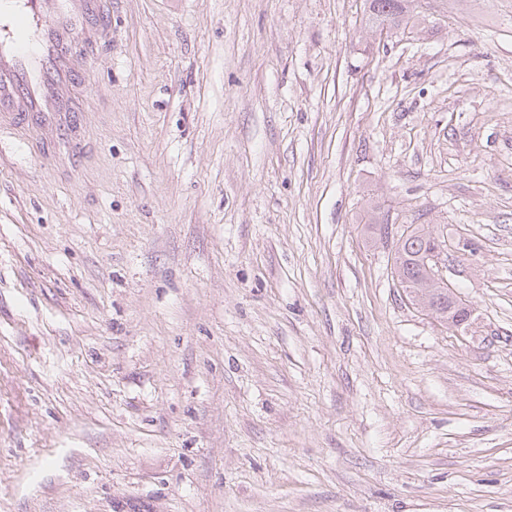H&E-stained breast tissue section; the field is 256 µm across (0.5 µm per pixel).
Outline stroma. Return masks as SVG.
<instances>
[{
    "label": "stroma",
    "instance_id": "1",
    "mask_svg": "<svg viewBox=\"0 0 512 512\" xmlns=\"http://www.w3.org/2000/svg\"><path fill=\"white\" fill-rule=\"evenodd\" d=\"M365 8L111 0L0 127V512H512V0ZM414 0H366V21L371 27H399L418 5ZM407 227L397 240L394 252L393 273L400 286L421 308L434 314L436 318L448 323L459 317L467 316L460 299L451 300V287L439 288L432 273L433 263L427 261L428 254L436 248L439 237L423 232L418 227ZM440 241V240H439ZM441 243V241H440Z\"/></svg>",
    "mask_w": 512,
    "mask_h": 512
}]
</instances>
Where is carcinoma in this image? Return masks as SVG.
Returning <instances> with one entry per match:
<instances>
[{
	"mask_svg": "<svg viewBox=\"0 0 512 512\" xmlns=\"http://www.w3.org/2000/svg\"><path fill=\"white\" fill-rule=\"evenodd\" d=\"M366 21L380 29L399 27L418 5L415 0H366ZM437 236L419 228L406 229L397 240L393 270L400 286L421 308L449 322L467 315L459 299H451L448 289L437 285L428 254L436 248Z\"/></svg>",
	"mask_w": 512,
	"mask_h": 512,
	"instance_id": "obj_1",
	"label": "carcinoma"
}]
</instances>
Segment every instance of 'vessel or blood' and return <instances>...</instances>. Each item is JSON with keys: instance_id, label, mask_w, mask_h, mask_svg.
I'll use <instances>...</instances> for the list:
<instances>
[{"instance_id": "obj_1", "label": "vessel or blood", "mask_w": 512, "mask_h": 512, "mask_svg": "<svg viewBox=\"0 0 512 512\" xmlns=\"http://www.w3.org/2000/svg\"><path fill=\"white\" fill-rule=\"evenodd\" d=\"M108 0H0V125L30 137L27 116H39L44 129L65 138L63 111L70 88L84 72L65 47V37L91 18L107 15Z\"/></svg>"}]
</instances>
